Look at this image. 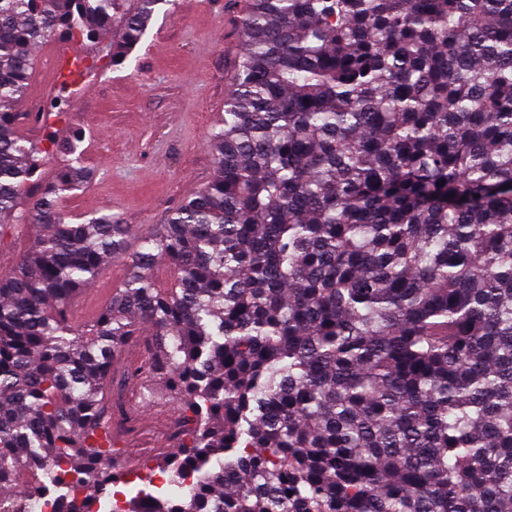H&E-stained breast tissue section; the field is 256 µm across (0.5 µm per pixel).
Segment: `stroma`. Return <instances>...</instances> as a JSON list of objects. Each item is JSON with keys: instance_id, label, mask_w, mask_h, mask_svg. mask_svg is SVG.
Returning <instances> with one entry per match:
<instances>
[{"instance_id": "obj_1", "label": "stroma", "mask_w": 512, "mask_h": 512, "mask_svg": "<svg viewBox=\"0 0 512 512\" xmlns=\"http://www.w3.org/2000/svg\"><path fill=\"white\" fill-rule=\"evenodd\" d=\"M244 4L196 0L190 11L157 13L129 62L105 73L86 64L63 83L67 120L85 128L83 161L97 173L63 202L64 213L94 211L106 202L134 241L166 223L169 212L211 178L208 140L234 88ZM125 275L124 261L112 260L73 305V319H90ZM152 412L136 433H119L126 461L143 448L169 447L168 431L158 426L164 409Z\"/></svg>"}]
</instances>
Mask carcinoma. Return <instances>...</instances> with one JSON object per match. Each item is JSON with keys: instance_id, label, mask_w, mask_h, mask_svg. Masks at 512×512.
Wrapping results in <instances>:
<instances>
[{"instance_id": "carcinoma-1", "label": "carcinoma", "mask_w": 512, "mask_h": 512, "mask_svg": "<svg viewBox=\"0 0 512 512\" xmlns=\"http://www.w3.org/2000/svg\"><path fill=\"white\" fill-rule=\"evenodd\" d=\"M167 2L0 0V512L157 473L195 481L110 512H512V0H249L213 175L133 245L66 222L85 132L23 107L33 48L109 70ZM131 379L179 410L143 475L104 466ZM126 275V266L122 259L110 262L96 283L88 288L71 309L73 319L83 322L90 319L107 301L113 288L118 286Z\"/></svg>"}]
</instances>
